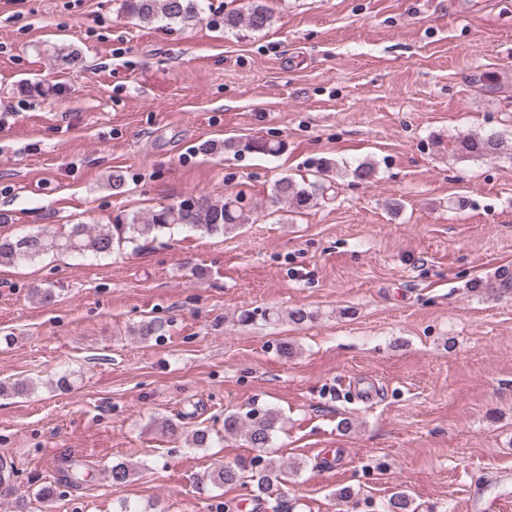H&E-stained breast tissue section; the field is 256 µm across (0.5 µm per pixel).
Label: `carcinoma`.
<instances>
[{
	"instance_id": "cac0c4a2",
	"label": "carcinoma",
	"mask_w": 512,
	"mask_h": 512,
	"mask_svg": "<svg viewBox=\"0 0 512 512\" xmlns=\"http://www.w3.org/2000/svg\"><path fill=\"white\" fill-rule=\"evenodd\" d=\"M207 0H122L121 8L128 16L145 25L158 21L188 26L197 21L206 10ZM271 10L263 0H250L243 10L224 15V26L243 28L252 32L266 29L272 24ZM206 148L226 153H239L246 149L264 155H276L283 149L279 142L266 139L241 141L227 138L221 142H209ZM456 153L461 158H508L512 160V137L501 133H467L458 136ZM334 164L327 162L318 169L320 180L299 182L285 175L271 186L267 196L268 208L276 212L281 208L292 213H302L317 204L319 198L332 190L329 173ZM251 215L246 213L237 198L215 200L203 195H189L179 202L154 210L145 215H133L124 224L94 229L87 224H74L62 236L44 232L0 237V265L33 261L49 251H70L78 254L100 256L121 249L126 244L155 239L158 234L173 226L189 232H200L208 236H222L249 223ZM260 318L266 322L280 320V310L266 308L262 311L243 310L238 316L242 323ZM164 324L156 320L143 321L135 328L141 339L148 341L162 336ZM279 416L272 408H252L241 414H224V435L240 439L244 445L256 451L248 467L240 465H218L205 472L199 479L204 487L240 485L250 490L252 499L258 500L268 494L274 484L281 482L285 466L268 456ZM134 467L121 462L112 465L109 479L115 486L127 483ZM411 503L406 493H391L382 505L383 512H410Z\"/></svg>"
}]
</instances>
